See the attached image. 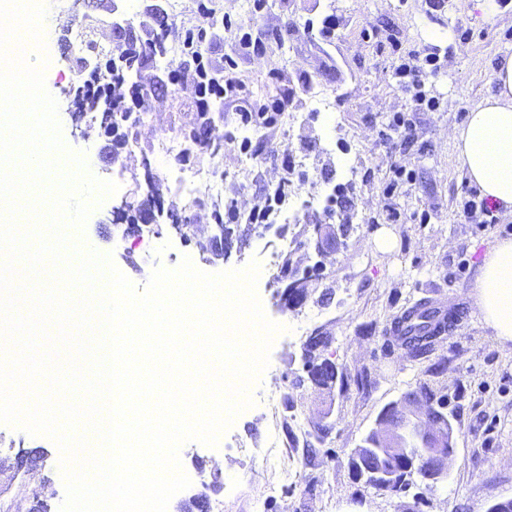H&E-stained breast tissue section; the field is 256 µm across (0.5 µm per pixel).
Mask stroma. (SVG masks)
Returning <instances> with one entry per match:
<instances>
[{
    "instance_id": "35a3bbf8",
    "label": "stroma",
    "mask_w": 512,
    "mask_h": 512,
    "mask_svg": "<svg viewBox=\"0 0 512 512\" xmlns=\"http://www.w3.org/2000/svg\"><path fill=\"white\" fill-rule=\"evenodd\" d=\"M54 29L45 43L47 91L58 103L62 139L84 153L98 179L121 184L106 197L83 230L87 245L110 256L136 287L155 268L175 269L183 259L206 273L260 264L256 293L267 317L281 325L269 365L253 386L252 407L241 412L216 447L191 441L179 457L189 477L167 512H188L197 482L222 512H489L512 500V342L501 343L484 323L473 296L477 262L498 239L512 238V221L478 226L463 216L476 187L457 167L452 134L469 108L492 90L500 57L512 54V0L499 4L502 20L483 22L475 0H268L256 14L253 0H52ZM230 17L209 54H232L236 36L250 34L266 45L268 58L240 62L237 76L246 102L276 96L280 83L270 67L304 73L292 104L276 129L241 127L236 105L225 102L213 136L217 153L195 152L186 171L209 170L213 184L200 202L186 200L162 172L157 147L193 127L197 95L192 85L169 87L151 98L135 139L113 165L100 161L108 143L97 120L74 122L69 109L77 63L67 38L77 19L96 28L100 42L116 39L115 23L140 25L161 11L182 26L200 19L199 5ZM452 31V42L431 43L428 32ZM438 57L441 70L429 88L438 108L411 112V95L393 72L401 57ZM325 96L335 119L327 121L315 104ZM410 114L412 142L386 152L381 137L394 114ZM249 140L240 151V140ZM412 170V185L388 193L392 166ZM287 184L285 204L271 223L252 224L246 212L268 192ZM236 197L243 212L223 255H215L217 227L213 202ZM135 208L186 211L179 232L163 231L151 244L140 231L117 219L122 201ZM401 212L386 222L384 206ZM344 225L340 246L323 243L316 225ZM394 238L391 251L377 237ZM296 270L303 301L283 296V264ZM425 298L463 309L465 316L429 356L413 360L395 341L392 318ZM321 337L317 356L335 359L341 386L326 390L308 380V344ZM427 385L444 399L454 424L455 456L443 480L413 477L396 496L357 479L352 455L381 409ZM277 399L280 418L265 413ZM287 445V455L271 458V441ZM60 452L53 440L0 424V512H32L35 501L53 512L65 499Z\"/></svg>"
}]
</instances>
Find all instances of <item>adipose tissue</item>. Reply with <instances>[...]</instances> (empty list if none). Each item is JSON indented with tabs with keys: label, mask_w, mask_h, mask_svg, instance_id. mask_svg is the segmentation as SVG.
<instances>
[{
	"label": "adipose tissue",
	"mask_w": 512,
	"mask_h": 512,
	"mask_svg": "<svg viewBox=\"0 0 512 512\" xmlns=\"http://www.w3.org/2000/svg\"><path fill=\"white\" fill-rule=\"evenodd\" d=\"M492 80L494 92L457 127L454 149L468 181L512 220V55L501 58ZM472 288L485 323L512 342V239L497 241L478 262Z\"/></svg>",
	"instance_id": "1"
}]
</instances>
